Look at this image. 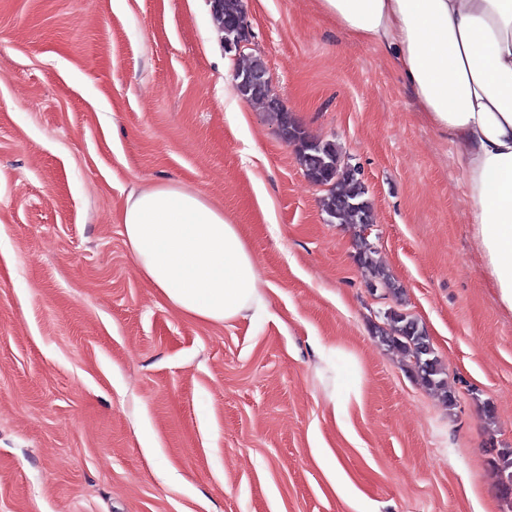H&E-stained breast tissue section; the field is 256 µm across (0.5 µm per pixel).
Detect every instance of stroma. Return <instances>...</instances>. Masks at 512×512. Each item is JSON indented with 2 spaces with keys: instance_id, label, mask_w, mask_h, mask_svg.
<instances>
[{
  "instance_id": "1",
  "label": "stroma",
  "mask_w": 512,
  "mask_h": 512,
  "mask_svg": "<svg viewBox=\"0 0 512 512\" xmlns=\"http://www.w3.org/2000/svg\"><path fill=\"white\" fill-rule=\"evenodd\" d=\"M247 10L283 105L359 167L368 239L457 402L374 335L395 301L238 95L210 0H0V512H512L490 466L512 447V311L454 146L317 0ZM164 183L237 224L263 319L204 321L146 282L121 217ZM321 347L359 367L340 421L346 364L323 373Z\"/></svg>"
}]
</instances>
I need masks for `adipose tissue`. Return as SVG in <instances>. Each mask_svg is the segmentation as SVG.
Listing matches in <instances>:
<instances>
[{"instance_id":"adipose-tissue-1","label":"adipose tissue","mask_w":512,"mask_h":512,"mask_svg":"<svg viewBox=\"0 0 512 512\" xmlns=\"http://www.w3.org/2000/svg\"><path fill=\"white\" fill-rule=\"evenodd\" d=\"M344 32L391 59L463 167L489 277L512 310V0H318ZM138 268L175 309L229 322L266 312L253 255L223 210L162 185L122 214Z\"/></svg>"}]
</instances>
